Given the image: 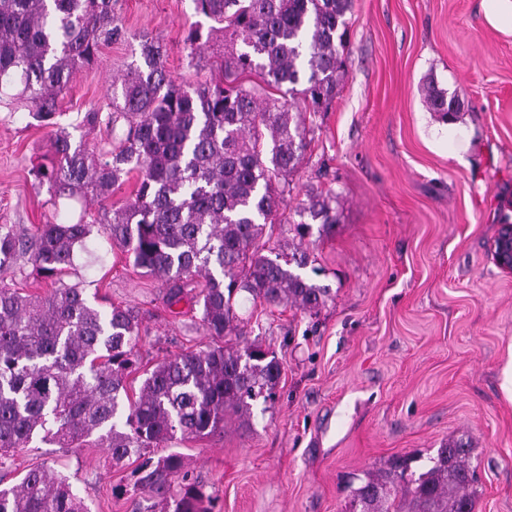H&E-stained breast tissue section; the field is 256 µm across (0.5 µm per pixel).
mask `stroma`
Instances as JSON below:
<instances>
[{
	"mask_svg": "<svg viewBox=\"0 0 512 512\" xmlns=\"http://www.w3.org/2000/svg\"><path fill=\"white\" fill-rule=\"evenodd\" d=\"M116 11L125 39L74 75L61 105L59 122L76 138L101 140L82 117L104 105L142 34L160 38L183 85L218 77L231 46L193 0H118ZM346 18L344 79L309 124L289 178V206L311 190L335 198L334 231L304 243L319 269L311 280L329 298L309 314L241 294L247 331L282 364L277 396L253 402L250 429L229 420L175 447L213 512H348L363 471L464 437L479 477L476 512H512V275L489 251L499 224H512V0H353ZM194 22L211 36L192 62L184 37ZM429 78L462 100L455 123L427 110ZM48 149L28 111L0 112V224L67 222L30 173ZM62 281L102 305L139 309L130 394L165 357L212 343L190 315L165 308L161 282L111 249L95 223ZM137 464L36 437L0 466V486L47 465L89 512H132Z\"/></svg>",
	"mask_w": 512,
	"mask_h": 512,
	"instance_id": "obj_1",
	"label": "stroma"
}]
</instances>
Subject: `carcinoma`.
Here are the masks:
<instances>
[{"instance_id":"1","label":"carcinoma","mask_w":512,"mask_h":512,"mask_svg":"<svg viewBox=\"0 0 512 512\" xmlns=\"http://www.w3.org/2000/svg\"><path fill=\"white\" fill-rule=\"evenodd\" d=\"M114 0H0V97L48 129L50 151L31 174L54 199L81 205L69 224L29 233L0 225V268L20 258L55 280L74 265L91 224L88 201L100 202L107 243L133 266L164 281L171 309L199 307L194 327L205 336L246 335L236 297L301 311L325 305L328 289L300 273L309 264L302 241L311 223L328 234L337 218L333 196L310 193L288 218V176L308 146L306 117L336 96L345 72L346 13L351 0H193L196 13L225 25L233 43L218 79L193 88L173 80L159 40L145 34L139 56L113 75L107 110L85 113L83 126L105 127V145L74 144L57 122L73 74L94 67L104 45L126 31ZM189 26L188 58L208 40ZM261 78L247 86L245 78ZM282 92L277 97L272 90ZM303 107L290 110L288 98ZM422 95L444 123L461 112L458 94L430 80ZM136 173L131 197L105 201ZM276 224L298 240L293 251L269 247ZM141 319L134 308H105L84 289L44 296L0 288V465L37 434L59 448L96 436L121 463L135 455V489L167 512H210L209 497L188 479L184 454L151 449L203 437L234 417L250 426V400L275 395L281 366L255 339L167 357L147 373L138 399L126 380L140 367ZM464 439L444 444L428 468L408 476L412 457L394 455L350 491L349 512H475L478 478ZM0 512H88L68 479L47 466L0 488Z\"/></svg>"}]
</instances>
